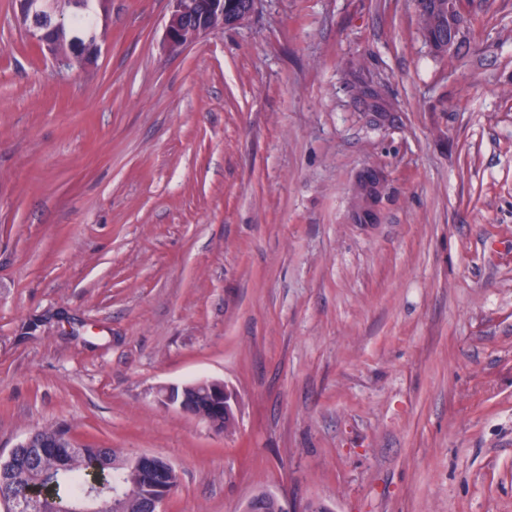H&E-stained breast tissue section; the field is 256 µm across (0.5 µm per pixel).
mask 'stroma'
<instances>
[{"instance_id": "1", "label": "stroma", "mask_w": 512, "mask_h": 512, "mask_svg": "<svg viewBox=\"0 0 512 512\" xmlns=\"http://www.w3.org/2000/svg\"><path fill=\"white\" fill-rule=\"evenodd\" d=\"M110 0L58 70L0 0V457L171 460L167 512H512V0ZM375 217L353 215L367 173ZM220 380L218 432L160 388ZM227 1L229 0H170L172 10L165 33L169 50L172 52L181 50L212 28L223 25L224 19L230 23L236 11L231 6L239 1H230L225 8ZM214 14L216 16L212 21L213 27L211 15ZM425 26L421 28L426 40L433 42V49L437 52H445L441 49V43L448 38L450 48L460 35L466 23V16L463 11L462 0H425ZM447 3V8L442 6ZM448 9V10H447Z\"/></svg>"}]
</instances>
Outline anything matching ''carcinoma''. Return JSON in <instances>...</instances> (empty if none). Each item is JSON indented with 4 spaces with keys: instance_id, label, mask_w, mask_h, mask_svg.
I'll return each instance as SVG.
<instances>
[{
    "instance_id": "cac0c4a2",
    "label": "carcinoma",
    "mask_w": 512,
    "mask_h": 512,
    "mask_svg": "<svg viewBox=\"0 0 512 512\" xmlns=\"http://www.w3.org/2000/svg\"><path fill=\"white\" fill-rule=\"evenodd\" d=\"M92 0H83V6L73 8L72 27L56 34L61 50L74 51L73 38L93 29L95 17L91 10ZM446 0H427L424 5L425 26L422 32L433 49L441 51V43L448 37V10L443 8ZM66 430L45 428L39 437L46 443L59 444L56 453L43 452L41 448H26L22 453L21 466L8 460H0V505L4 512H52L48 500L26 496V487L41 484L55 493V498L67 503L70 512H116L112 502L115 490L135 483L142 496L153 493L152 485L145 479L133 476L125 468L112 467V458L119 455L113 448L95 445H74L64 439ZM97 463L104 480L97 486L89 482L88 468ZM248 504L252 512H283L281 500L268 492L253 496Z\"/></svg>"
}]
</instances>
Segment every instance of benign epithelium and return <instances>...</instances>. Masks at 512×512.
Returning a JSON list of instances; mask_svg holds the SVG:
<instances>
[{"mask_svg":"<svg viewBox=\"0 0 512 512\" xmlns=\"http://www.w3.org/2000/svg\"><path fill=\"white\" fill-rule=\"evenodd\" d=\"M172 10L165 33L169 50L176 52L188 46L197 37L212 29L211 16L224 15L227 0H170ZM17 19L25 28L40 52L51 56L56 64L65 68L70 61L63 59L55 50L52 41L54 18L60 8L56 0H16ZM448 45H453L466 23L462 0H448ZM383 191V181L371 178L367 187L359 188L355 207L356 217L365 219L375 214V207ZM204 389L202 398L196 399L191 393ZM160 400L167 406L177 408L205 423L216 431L224 430V415L231 413L232 393L223 382L202 380L182 387H168L159 391ZM123 464L132 472H142L147 462L160 457L136 453L121 457ZM176 468L168 461L156 466L151 473L152 484L157 494L143 502L144 512H165V504L177 486L174 476Z\"/></svg>","mask_w":512,"mask_h":512,"instance_id":"7a95c632","label":"benign epithelium"}]
</instances>
